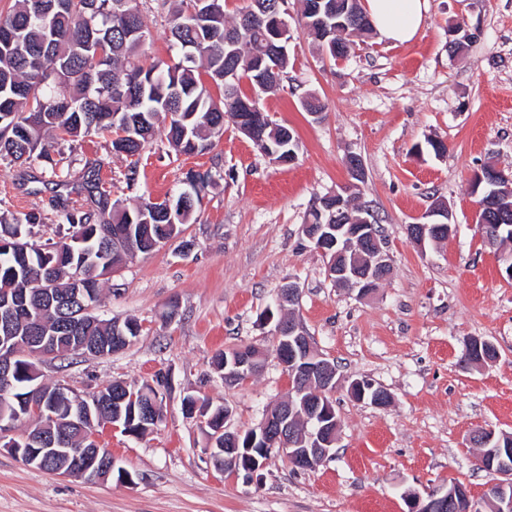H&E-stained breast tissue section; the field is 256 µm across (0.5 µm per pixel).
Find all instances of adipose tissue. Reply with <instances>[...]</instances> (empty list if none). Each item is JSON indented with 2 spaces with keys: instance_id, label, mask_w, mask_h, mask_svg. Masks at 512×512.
<instances>
[{
  "instance_id": "obj_1",
  "label": "adipose tissue",
  "mask_w": 512,
  "mask_h": 512,
  "mask_svg": "<svg viewBox=\"0 0 512 512\" xmlns=\"http://www.w3.org/2000/svg\"><path fill=\"white\" fill-rule=\"evenodd\" d=\"M362 8L381 38L405 43L421 29L429 0H363Z\"/></svg>"
}]
</instances>
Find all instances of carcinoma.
I'll list each match as a JSON object with an SVG mask.
<instances>
[{"label":"carcinoma","instance_id":"carcinoma-1","mask_svg":"<svg viewBox=\"0 0 512 512\" xmlns=\"http://www.w3.org/2000/svg\"><path fill=\"white\" fill-rule=\"evenodd\" d=\"M18 2L7 15H0V158L12 162L48 155V133L73 142L113 133L112 150L136 156L154 140L162 115L168 118L169 151L203 153L212 146L209 137L223 135L224 121L236 125L238 119L249 117L255 101L243 83L255 87L263 77L270 92L287 74L288 56L272 54L269 40L288 0H250L230 21L224 0H178L172 8L167 7L168 0H154L156 11L166 13L170 37L181 55L147 67L140 61L148 33L140 8L144 0H94L93 9L87 8V0H68L62 10L54 0ZM313 6L314 0H301L305 33L335 61L347 57L336 52V45L347 50L354 39L374 32L368 15L354 8L351 0H323L319 13ZM100 41L106 43L102 57L96 55ZM206 81L219 96L208 92ZM282 129L270 122L260 131L263 142L279 157L286 149ZM210 179L208 174H187L185 188L173 194L177 209L172 221L142 197L132 206L113 208L108 222L63 203L55 221L72 231L44 245L30 239L32 226L43 223L41 214H0V295L26 296L33 314L31 319L18 318L0 333V348L22 342L15 359L14 398L0 399L4 421H26L24 406L40 378L37 360L25 354L24 344L59 332L55 311L38 314L43 294H75L97 303L101 280L127 259L126 252L112 249V238L124 234L131 248L148 254L159 240L179 236L181 226L191 223ZM112 325L110 319L81 315L72 336L58 338L47 353L67 356L78 347V337L95 336L110 354ZM115 392L135 396L122 404V428L144 434L141 389L120 382L105 387L106 397ZM39 399L53 417L15 442L33 447L30 438L40 429L63 440L67 448L82 447L79 432L67 423L68 413L78 408L75 400L53 385L45 386Z\"/></svg>","mask_w":512,"mask_h":512}]
</instances>
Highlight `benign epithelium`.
<instances>
[{
	"instance_id": "7a95c632",
	"label": "benign epithelium",
	"mask_w": 512,
	"mask_h": 512,
	"mask_svg": "<svg viewBox=\"0 0 512 512\" xmlns=\"http://www.w3.org/2000/svg\"><path fill=\"white\" fill-rule=\"evenodd\" d=\"M496 186V195L512 192V177H507L497 168L488 166L476 173L472 179V192L478 193L482 183ZM352 190L348 185L339 191H332L327 197L336 199V215L330 216L323 224H304L302 233L305 240L321 255L331 257L327 263V275L339 285H347L358 292V296L369 295L384 280L389 268L388 256L383 251L375 225L368 218H361L352 224L341 219L344 196ZM428 221L408 226L410 240L420 248L428 242H439L453 232L448 222L449 211L445 203H438L427 213ZM266 323L273 324L276 355L280 364L289 375L307 378L312 383V394L302 400L301 415L309 423L312 432L308 434L312 446L304 447V441L297 438L292 423L296 413L293 398L277 404L266 412L262 420L253 428L242 431L229 430L227 420L220 427L213 426L214 416L210 408L199 403H185L189 414L196 417L202 427L212 431L208 435L207 451L216 462V470L232 475L244 474L252 480L263 470L271 453L286 458L292 465L313 470L332 456L336 445L339 420L335 405L330 396L341 386L342 378L337 376L328 359L314 346L303 325L291 319L275 318L273 312L265 316ZM14 355L0 356V396H12L15 384L11 377ZM262 355L252 346L239 347L231 359L224 360V379L235 383L248 381L259 369ZM347 391L357 401H371L376 407L387 401L383 387H375L368 379H353ZM121 430L114 422L100 421L90 424V448L74 452L71 448L55 446V441L44 442L42 448H13L11 453L25 465L40 469L47 462L56 460L61 465L55 473L64 477L81 478L88 482L105 481L112 477L116 460L112 453L96 443L98 429ZM512 456V448H483L478 457L479 466L487 469L491 480L484 497V507L488 512H512V463L504 454ZM408 512H482L478 502L474 501L467 487L457 481L443 485L427 498L416 493L406 496Z\"/></svg>"
}]
</instances>
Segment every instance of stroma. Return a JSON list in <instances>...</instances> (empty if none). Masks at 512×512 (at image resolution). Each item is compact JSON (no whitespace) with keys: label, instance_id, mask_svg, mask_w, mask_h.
Masks as SVG:
<instances>
[{"label":"stroma","instance_id":"35a3bbf8","mask_svg":"<svg viewBox=\"0 0 512 512\" xmlns=\"http://www.w3.org/2000/svg\"><path fill=\"white\" fill-rule=\"evenodd\" d=\"M462 18L476 37L455 56L448 28ZM288 22V77L260 106L295 130L293 164L273 163L229 122L201 154L171 153L159 134L133 159L92 135L52 139L46 160H0V213L15 215L50 216L61 197L93 211L141 196L156 201L179 191L187 173L212 177L178 238L128 259L103 285L96 314L137 321L140 334L109 356L38 362L44 382L84 397L115 381L158 390L156 428L138 438L100 436L132 481L63 478L4 448L0 512H408L407 494L424 497L452 481L482 499L489 476L469 436L512 432V280L483 241L470 180L487 164L512 175V0H430L412 42L375 34L336 63L303 34L298 0H288ZM307 91L325 106L321 120L301 106ZM430 138L446 144L443 157L425 150ZM350 154L365 170L353 194L378 212L390 261L366 299L335 285L302 235L319 198L349 184ZM438 202L456 231L417 247L407 227ZM291 280L302 294L290 312L318 350L344 378L384 387L391 402L378 408L336 391L334 457L303 471L274 455L261 479L247 483L215 469L182 401L227 406L232 428L244 431L287 398L290 382L263 313ZM471 337L493 342L498 358L465 365ZM243 345L264 351L263 368L246 383L225 384L215 356Z\"/></svg>","mask_w":512,"mask_h":512}]
</instances>
